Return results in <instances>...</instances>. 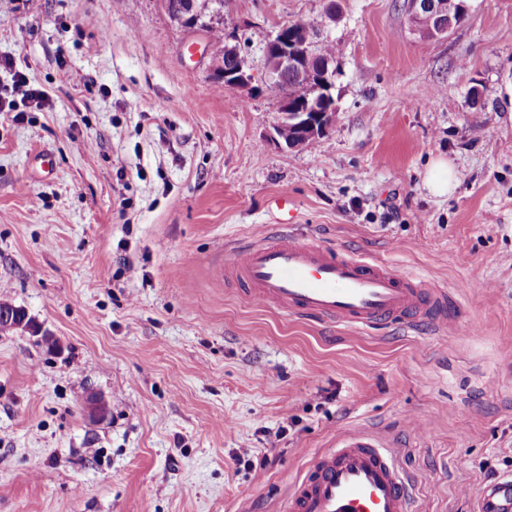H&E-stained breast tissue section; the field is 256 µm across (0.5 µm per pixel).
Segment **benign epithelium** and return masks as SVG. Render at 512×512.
<instances>
[{"mask_svg":"<svg viewBox=\"0 0 512 512\" xmlns=\"http://www.w3.org/2000/svg\"><path fill=\"white\" fill-rule=\"evenodd\" d=\"M407 6L412 26L425 36H443L460 24L459 17L448 11V0H407ZM426 16L434 19L435 26L422 24ZM312 38L313 33L307 31L299 40L273 41L265 50V77L269 87L279 89L283 73L291 71L309 89L302 104H293L286 96L282 98V120L275 133L277 141L290 149L306 147L325 136L336 112L332 95L336 69L328 59L313 64L303 52ZM212 68L214 75L233 91L244 89L251 82V74L243 62L236 69L227 70L222 59L214 56Z\"/></svg>","mask_w":512,"mask_h":512,"instance_id":"obj_1","label":"benign epithelium"}]
</instances>
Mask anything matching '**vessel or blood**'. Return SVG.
Listing matches in <instances>:
<instances>
[{
  "label": "vessel or blood",
  "mask_w": 512,
  "mask_h": 512,
  "mask_svg": "<svg viewBox=\"0 0 512 512\" xmlns=\"http://www.w3.org/2000/svg\"><path fill=\"white\" fill-rule=\"evenodd\" d=\"M223 276L243 282L254 304L294 317L358 329L399 324L408 332L426 321L439 327L450 322L444 290L288 229L234 247ZM412 500V482L397 456L374 435L359 433L316 456L286 512H411ZM476 512H512V477L485 484Z\"/></svg>",
  "instance_id": "vessel-or-blood-1"
}]
</instances>
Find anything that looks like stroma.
Segmentation results:
<instances>
[{"label": "stroma", "mask_w": 512, "mask_h": 512, "mask_svg": "<svg viewBox=\"0 0 512 512\" xmlns=\"http://www.w3.org/2000/svg\"><path fill=\"white\" fill-rule=\"evenodd\" d=\"M338 2L329 23L328 0H206L188 27L162 0H0V55L50 95L0 112V300L37 324L0 332V512H284L362 431L417 512H473L512 475V0L438 38L406 0ZM288 22L340 49L335 121L303 149L264 76ZM212 28L250 87L215 79ZM284 218L446 290L454 326L290 317L218 279ZM457 182L456 171L443 159L432 164L426 178L429 192L436 197L448 196Z\"/></svg>", "instance_id": "1"}]
</instances>
